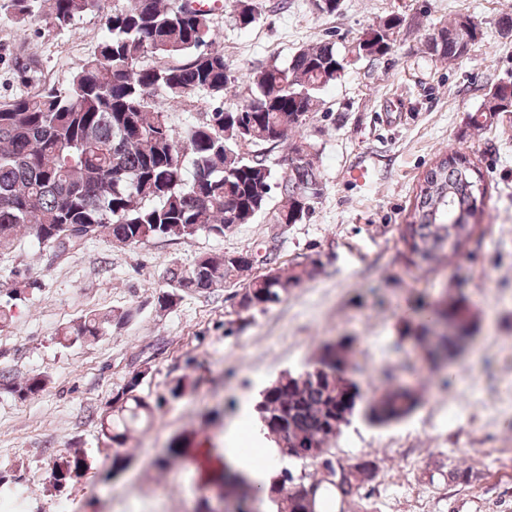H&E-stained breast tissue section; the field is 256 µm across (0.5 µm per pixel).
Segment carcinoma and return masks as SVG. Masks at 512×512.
<instances>
[{
  "label": "carcinoma",
  "mask_w": 512,
  "mask_h": 512,
  "mask_svg": "<svg viewBox=\"0 0 512 512\" xmlns=\"http://www.w3.org/2000/svg\"><path fill=\"white\" fill-rule=\"evenodd\" d=\"M104 0H0V11L15 24L45 20L59 31H74L78 20L101 9ZM261 15L250 0H236L232 18L241 29ZM392 15L370 26L348 52L358 58L384 56L392 49ZM212 12L190 0H112L103 34L94 53L73 72L64 89L46 85L39 62L24 57L18 70L32 90L0 101V251L14 247L27 229L40 246L61 255L81 250L87 241L106 236L129 247L154 238L191 239L206 231L222 235L248 224L264 211L272 188L285 204L278 224H299L321 196L317 151L305 139H290L310 114L319 110L321 95L347 70L346 55L332 42L299 49L281 65L275 61L244 74L248 97L223 103L205 119L175 128L162 102L182 103L197 95L216 100L237 77L224 50L214 46ZM480 35L479 24L460 16L439 29L428 42L430 54L453 61L464 56ZM501 112H512V82H500L470 116L482 126ZM287 144L280 177L261 153L247 155L243 145ZM482 174L467 157L446 154L425 172L414 194L409 221L402 225L401 257L415 270L434 271L445 261L468 256L479 229L477 203L483 201ZM254 257L203 254L187 268L174 269L170 290L158 296L159 306H172L187 291L224 285L252 269ZM316 271L308 255L285 274L271 267L252 278L240 294L243 311L264 310L288 298L291 288ZM133 317L130 310L81 317L65 328L63 339H97L112 323ZM453 334L437 333L439 324ZM478 330V313L466 298L449 297L432 310L430 321L401 335L422 343L437 337L425 361L435 371L436 356L452 357L459 343ZM358 353L357 340L340 336L324 341L305 374L280 375L255 405L264 434L288 459L319 461L356 415L371 426L384 427L410 417L424 402L417 385L390 380L372 393L349 380ZM135 374L112 396L102 428L116 447L127 440L131 425L151 408L135 394ZM46 379L33 374L20 381L0 371V390L20 399L39 393ZM200 442L178 435L157 457L164 469L176 461L196 459ZM86 459L70 452L52 463L53 484L60 488L82 477ZM342 470L341 480L293 477L281 471L264 484L253 483L234 460L224 458L219 473L205 482L195 512H214L217 498L232 512H253L257 496L274 512H334L376 476L373 461L358 458Z\"/></svg>",
  "instance_id": "1"
}]
</instances>
